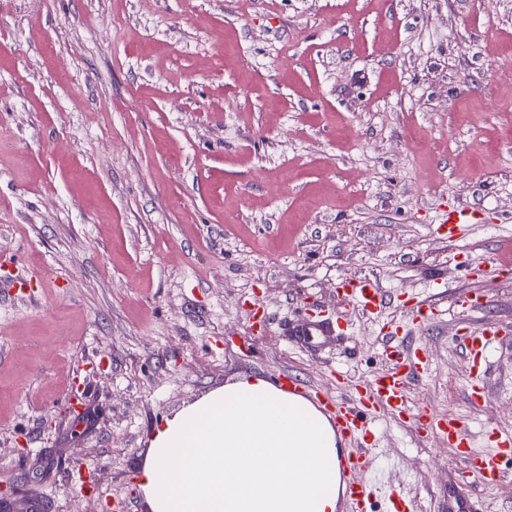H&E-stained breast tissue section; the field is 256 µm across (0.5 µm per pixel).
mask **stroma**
Masks as SVG:
<instances>
[{
  "instance_id": "obj_1",
  "label": "stroma",
  "mask_w": 512,
  "mask_h": 512,
  "mask_svg": "<svg viewBox=\"0 0 512 512\" xmlns=\"http://www.w3.org/2000/svg\"><path fill=\"white\" fill-rule=\"evenodd\" d=\"M507 67L512 0H0V286H30L0 297V512H147L165 419L242 375L348 397L332 368L380 372L385 329L426 350L415 401L512 430V337L477 411L454 340L512 326ZM451 204L482 211L459 239ZM352 275L379 317L337 295ZM310 319L345 333L300 348ZM370 452L448 512L442 437L383 414ZM337 293L368 316L378 315L385 303L382 289L370 277H346L339 283Z\"/></svg>"
}]
</instances>
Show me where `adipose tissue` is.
I'll return each instance as SVG.
<instances>
[{"mask_svg": "<svg viewBox=\"0 0 512 512\" xmlns=\"http://www.w3.org/2000/svg\"><path fill=\"white\" fill-rule=\"evenodd\" d=\"M335 459L313 404L245 376L166 420L138 476L150 512H336Z\"/></svg>", "mask_w": 512, "mask_h": 512, "instance_id": "1", "label": "adipose tissue"}]
</instances>
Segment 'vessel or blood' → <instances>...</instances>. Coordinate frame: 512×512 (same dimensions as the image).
<instances>
[{"label":"vessel or blood","instance_id":"b4317fda","mask_svg":"<svg viewBox=\"0 0 512 512\" xmlns=\"http://www.w3.org/2000/svg\"><path fill=\"white\" fill-rule=\"evenodd\" d=\"M479 212L464 206L444 210L441 224L447 225L449 238L462 237L468 225L478 223ZM337 292L352 302L363 314H378L385 303L376 281L369 277L342 279ZM334 333L329 324L312 321L301 325L292 338L304 347L316 350ZM502 336L493 322L476 329L457 332L456 342L467 359L465 397L471 406H479L485 396V374L489 354ZM383 370L373 377L351 384L353 398L343 403L332 398L321 401L336 430V438L344 447L336 454V467L342 484L339 496L347 512H372V504L383 500L386 512H402L407 503L396 491L385 488L372 469L368 449L358 447V439L374 435L381 412L402 423H410L417 431L442 436L452 449L456 466L450 478L454 489L448 498V512H482L479 493L496 487L504 478V463L512 461V433L486 431L487 450L475 447L468 422L455 414H440L416 404L411 399V379L428 369L423 347L404 348L398 336L385 332L380 337Z\"/></svg>","mask_w":512,"mask_h":512}]
</instances>
